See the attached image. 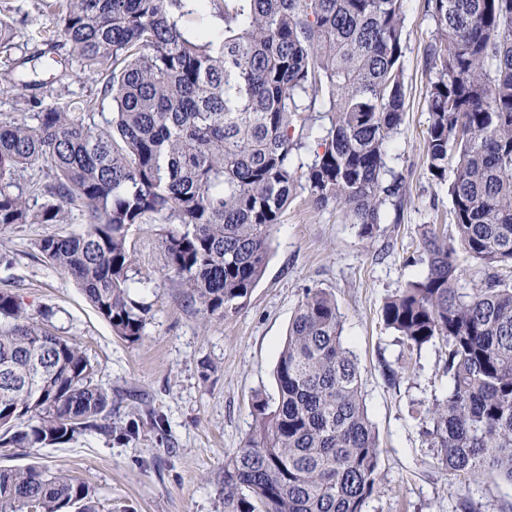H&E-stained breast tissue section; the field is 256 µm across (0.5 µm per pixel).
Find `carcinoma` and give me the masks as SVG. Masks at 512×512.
<instances>
[{
	"label": "carcinoma",
	"instance_id": "cac0c4a2",
	"mask_svg": "<svg viewBox=\"0 0 512 512\" xmlns=\"http://www.w3.org/2000/svg\"><path fill=\"white\" fill-rule=\"evenodd\" d=\"M189 0H40L45 52L99 73L88 102H43L30 119L0 113V233L17 224L86 225L35 247L74 279L115 335L144 336L130 294L128 235L159 226L164 269L204 317L237 311L262 277L272 230L302 189L371 238L405 177L385 181L406 109L404 0H217L223 37ZM437 37L425 51L427 174L445 181L455 234L421 236L424 275L396 289L383 324L411 351L439 343L452 389L419 418L440 468L461 483H512V0H426ZM0 6V53L16 37ZM200 24H190V19ZM306 116H301V113ZM321 128L313 158L295 164ZM306 134L295 133V123ZM38 175L29 187L21 173ZM478 266L457 286L458 253ZM0 291V448L112 438V393L74 342ZM44 355L28 389L4 376ZM278 399L253 401L243 446L224 460V512H365L381 449L333 295L308 290L279 352ZM94 487L38 464L0 469V512H99Z\"/></svg>",
	"mask_w": 512,
	"mask_h": 512
}]
</instances>
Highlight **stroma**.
I'll use <instances>...</instances> for the list:
<instances>
[{
	"mask_svg": "<svg viewBox=\"0 0 512 512\" xmlns=\"http://www.w3.org/2000/svg\"><path fill=\"white\" fill-rule=\"evenodd\" d=\"M19 35L13 58L36 62L15 79L38 81V97L93 101L97 123L110 116L97 103V75L65 65L68 49L36 58L51 20L39 0H8ZM435 37L425 0H406L404 83L406 114L387 165L406 177V201L394 224L372 237L335 206L315 207L297 192L272 233L265 272L236 313L203 320L183 290L163 271L154 224L134 226L132 297L147 306L145 334L135 343L111 327L67 275L43 262L35 242L50 234L81 232L78 224H20L0 236V290L19 294L29 313H47L59 335L76 342L94 362L96 380L112 391V424L155 413L165 430L141 426L136 439L107 440L88 433L60 446L2 448L0 467L40 463L71 474L99 492L100 512H224V459L242 446L253 425L255 394L278 395L274 370L288 325L307 289L331 292L348 347L358 358L368 414L380 434L382 485L366 512H512V484L448 480L419 418L450 383L440 345L412 356L385 329V299L419 278L424 225L453 230L447 184L429 179L423 160L428 112L424 51ZM396 370L388 382V370Z\"/></svg>",
	"mask_w": 512,
	"mask_h": 512,
	"instance_id": "obj_1",
	"label": "stroma"
}]
</instances>
